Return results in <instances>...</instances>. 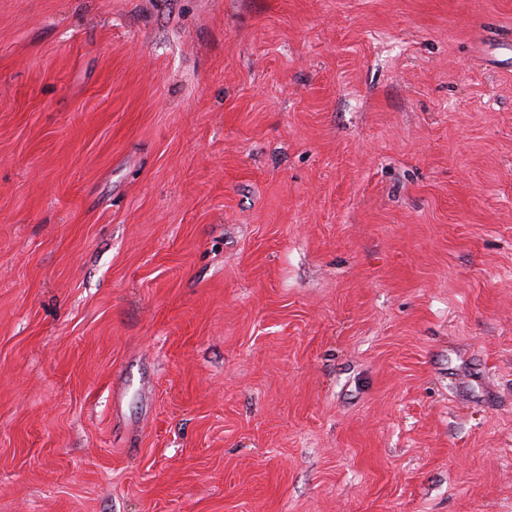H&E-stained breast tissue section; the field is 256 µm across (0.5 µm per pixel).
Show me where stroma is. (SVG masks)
Masks as SVG:
<instances>
[{
    "label": "stroma",
    "mask_w": 512,
    "mask_h": 512,
    "mask_svg": "<svg viewBox=\"0 0 512 512\" xmlns=\"http://www.w3.org/2000/svg\"><path fill=\"white\" fill-rule=\"evenodd\" d=\"M0 512H512V0H0Z\"/></svg>",
    "instance_id": "obj_1"
}]
</instances>
